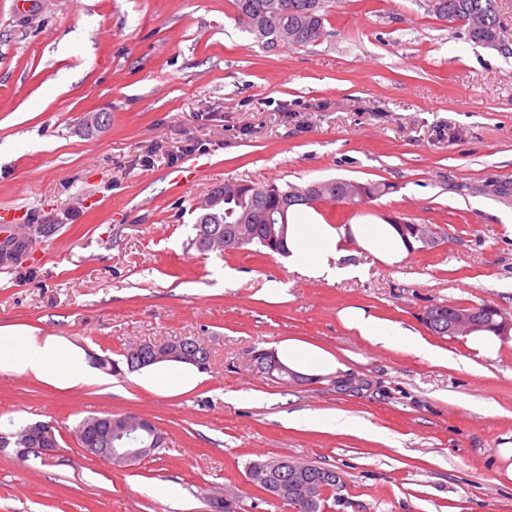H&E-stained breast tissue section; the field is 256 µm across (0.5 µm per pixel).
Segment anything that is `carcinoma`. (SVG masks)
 <instances>
[{
	"mask_svg": "<svg viewBox=\"0 0 512 512\" xmlns=\"http://www.w3.org/2000/svg\"><path fill=\"white\" fill-rule=\"evenodd\" d=\"M330 0H234L235 16L239 26L266 47L306 46L318 42L325 35V21ZM430 13L439 20L449 19L465 27L468 40L494 48L507 36L497 0H434ZM266 17L262 31L253 29L250 21ZM390 190L385 183H361L341 178L316 182V188L307 185L281 187L273 182L256 184L248 181L227 182L215 191L209 204L201 207L194 230V245L202 251L224 252L223 234L238 224L253 225L248 244H258L265 250L288 255V240L269 232L267 224H287L293 210L299 206L311 207L318 202L356 204L365 198L382 196ZM457 306L444 303L442 311L435 312L438 321L433 328L438 333L448 332V320ZM306 481L315 486L316 501L305 506L300 499L286 496L288 473L279 468L272 472L265 490L283 497L282 505L294 512H324L329 495L341 486L340 474L331 468L316 464L305 473Z\"/></svg>",
	"mask_w": 512,
	"mask_h": 512,
	"instance_id": "obj_1",
	"label": "carcinoma"
}]
</instances>
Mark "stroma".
<instances>
[{"label":"stroma","instance_id":"35a3bbf8","mask_svg":"<svg viewBox=\"0 0 512 512\" xmlns=\"http://www.w3.org/2000/svg\"><path fill=\"white\" fill-rule=\"evenodd\" d=\"M234 17L232 0H0V231L31 241L21 264L0 265V326L63 337L100 379L0 375V430L50 422L68 450L50 465L0 448V512H206L205 493L224 489L244 512H288L246 485L259 457L338 471L325 512H512L499 456L512 346L476 361L422 319L485 302L512 318V52L468 41L426 0H337L304 47H263ZM90 112L106 125L86 129ZM330 178L393 190L319 204L328 223L401 219L444 240L392 267L346 241L361 272L335 282L256 245L191 244L224 183ZM275 286L283 296H267ZM348 306L411 327L455 366L371 346L340 322ZM178 336L212 352L191 386L96 366ZM291 340L338 368L300 383L253 370V348ZM336 411L374 438L323 430ZM123 414L150 419L162 448L117 468L72 441L85 417ZM158 485L175 495H150Z\"/></svg>","mask_w":512,"mask_h":512}]
</instances>
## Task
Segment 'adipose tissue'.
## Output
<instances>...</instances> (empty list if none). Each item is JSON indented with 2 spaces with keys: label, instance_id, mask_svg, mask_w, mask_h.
Here are the masks:
<instances>
[{
  "label": "adipose tissue",
  "instance_id": "adipose-tissue-1",
  "mask_svg": "<svg viewBox=\"0 0 512 512\" xmlns=\"http://www.w3.org/2000/svg\"><path fill=\"white\" fill-rule=\"evenodd\" d=\"M353 237L376 260L389 266L404 262L408 250L392 225L378 218H361L349 227L326 223L315 209L302 206L292 213L288 226V249L295 267L303 274L327 281L357 275L358 267L347 263L342 243ZM344 326L375 347L386 350L407 348L437 363L448 356L427 343L402 323L369 313L358 307L340 311ZM0 374L25 376L62 388L89 384L93 373L61 337L40 336L32 330L0 326Z\"/></svg>",
  "mask_w": 512,
  "mask_h": 512
}]
</instances>
